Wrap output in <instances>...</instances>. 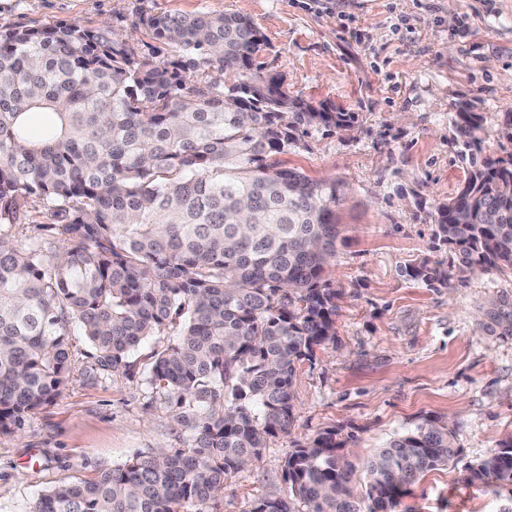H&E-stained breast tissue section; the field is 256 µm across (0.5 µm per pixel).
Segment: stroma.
Returning a JSON list of instances; mask_svg holds the SVG:
<instances>
[{
    "label": "stroma",
    "mask_w": 512,
    "mask_h": 512,
    "mask_svg": "<svg viewBox=\"0 0 512 512\" xmlns=\"http://www.w3.org/2000/svg\"><path fill=\"white\" fill-rule=\"evenodd\" d=\"M0 0V30L75 23L111 27L137 52L152 39L140 13H235L265 38L258 61L284 76L291 96L356 116L352 130L315 132L279 155L281 167L338 183L336 254L323 276L338 292L336 337L302 363L294 423L224 482L204 512H253L284 495V460L298 443L332 430L356 471L388 439L425 420L447 424L458 457L427 472L399 512H504L512 487L471 485L467 465L512 439V336L491 335L478 309L512 295V276L476 274L430 287L410 278L422 260L448 264L434 238L438 207L475 163L512 152L500 132L512 113V0ZM466 102L487 117L480 151L462 150L452 116ZM409 114L406 122L396 113ZM146 339L130 371L101 366L80 327L70 336L71 372L57 401L22 429L0 432V512H33L46 489L95 478L157 448H183L188 434L145 383Z\"/></svg>",
    "instance_id": "stroma-1"
}]
</instances>
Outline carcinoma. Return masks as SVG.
I'll return each mask as SVG.
<instances>
[{
    "mask_svg": "<svg viewBox=\"0 0 512 512\" xmlns=\"http://www.w3.org/2000/svg\"><path fill=\"white\" fill-rule=\"evenodd\" d=\"M158 46L139 54L109 27L0 30V431L53 404L71 370L77 324L112 370L178 323L146 382L175 408L185 448H161L44 491L33 512H184L224 489L294 420L297 369L335 336L336 182L275 156L350 112L288 95L255 66L263 38L236 14L147 15ZM479 150L485 116L452 117ZM43 201L51 222L19 248L3 231ZM446 267L410 277L448 286L460 273H512V153L486 157L438 208ZM479 326L512 336V296L480 307ZM329 430L289 450L288 495L254 512H396L408 488L458 456L427 420L363 470L365 495ZM470 484L512 485V439L466 467Z\"/></svg>",
    "mask_w": 512,
    "mask_h": 512,
    "instance_id": "1",
    "label": "carcinoma"
}]
</instances>
